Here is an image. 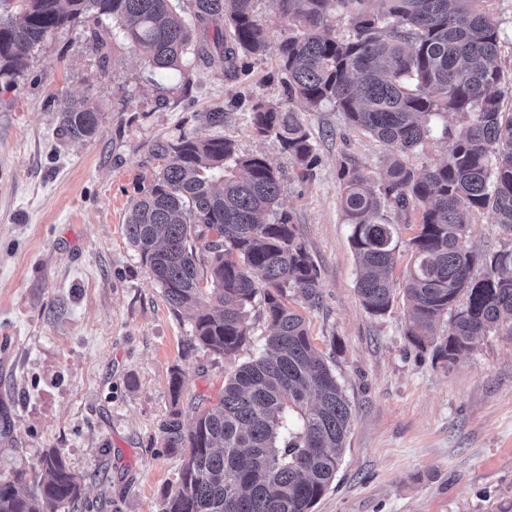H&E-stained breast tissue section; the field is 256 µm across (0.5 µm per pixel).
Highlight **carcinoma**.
Wrapping results in <instances>:
<instances>
[{
  "label": "carcinoma",
  "mask_w": 512,
  "mask_h": 512,
  "mask_svg": "<svg viewBox=\"0 0 512 512\" xmlns=\"http://www.w3.org/2000/svg\"><path fill=\"white\" fill-rule=\"evenodd\" d=\"M8 2L0 9L1 79L22 73L31 51L59 28L102 16L145 49L153 69L180 71L200 55L234 68L275 48L288 106L255 104L259 135L275 137L308 171L314 145L293 103L311 111L330 104L389 150L378 173L344 164L339 172L365 309L382 316L403 290L412 344L445 363L490 331L512 336V248L482 256L468 245L475 212L512 227V111L503 109L512 78L499 65L490 0H271L291 22L275 43L257 0H180V14L174 0ZM335 3L350 26L345 38L329 35ZM210 27L211 40H199ZM58 105L62 136L96 134L97 112L67 98ZM450 114L463 122L443 126V161L410 167L406 157L431 140L429 120ZM151 152L161 169L133 201L126 234L172 309L193 312L196 345L235 354L248 342L257 298L271 327L266 353L240 365L188 428L182 372L172 371L174 409L162 441L182 451L184 463L161 512H312L335 479L352 412L305 317L288 306L291 292L316 297L320 273L292 214L280 209L279 174L234 141L197 130ZM393 213L418 216L400 279ZM83 494L81 476L48 448L32 472L0 479V512H80Z\"/></svg>",
  "instance_id": "obj_1"
}]
</instances>
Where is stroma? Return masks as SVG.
Returning a JSON list of instances; mask_svg holds the SVG:
<instances>
[{"instance_id": "stroma-1", "label": "stroma", "mask_w": 512, "mask_h": 512, "mask_svg": "<svg viewBox=\"0 0 512 512\" xmlns=\"http://www.w3.org/2000/svg\"><path fill=\"white\" fill-rule=\"evenodd\" d=\"M144 56L104 17L59 29L24 73L0 81V479L57 448L84 479L83 512H159L183 463L160 437L172 369L183 373L187 423L192 402L216 397L263 349L271 328L258 303L235 356L196 346L187 314L126 236L138 186L159 171L150 146L197 129L279 171L281 203L319 269L316 298L290 305L343 384L353 422L313 512H512V339L489 333L446 365L411 343L403 295L375 316L356 293L339 169L378 172L385 146L326 105L300 115L317 155L301 172L250 124L254 104L287 100L275 52L231 73L219 59L154 70ZM63 98L98 112L93 138L58 136ZM219 109L223 124L208 125ZM469 243L494 253L512 246V227L476 213Z\"/></svg>"}]
</instances>
